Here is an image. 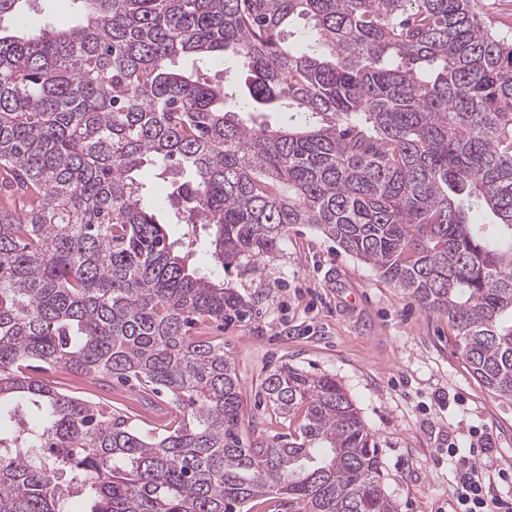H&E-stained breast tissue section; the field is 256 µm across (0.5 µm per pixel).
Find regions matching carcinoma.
<instances>
[{
    "label": "carcinoma",
    "instance_id": "1",
    "mask_svg": "<svg viewBox=\"0 0 512 512\" xmlns=\"http://www.w3.org/2000/svg\"><path fill=\"white\" fill-rule=\"evenodd\" d=\"M30 2L0 0V20ZM74 2L80 24L0 31V512H399L333 377L274 367L288 433L244 437L234 359L191 331L272 289L226 288L195 256L250 276L309 224L448 315L474 377L512 401V35L474 0ZM185 55L247 69L253 111L317 124L243 121ZM145 163L179 182L177 239ZM45 367L172 413L139 425Z\"/></svg>",
    "mask_w": 512,
    "mask_h": 512
}]
</instances>
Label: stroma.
I'll return each mask as SVG.
<instances>
[{
  "instance_id": "35a3bbf8",
  "label": "stroma",
  "mask_w": 512,
  "mask_h": 512,
  "mask_svg": "<svg viewBox=\"0 0 512 512\" xmlns=\"http://www.w3.org/2000/svg\"><path fill=\"white\" fill-rule=\"evenodd\" d=\"M224 284L273 291L253 319L203 330L223 337L234 358L246 433H287L261 389L269 370L285 362L342 384L377 444L382 488L400 512H455L457 469L448 449L467 453L475 434L492 435L493 488L501 486L499 469L512 472V402L472 376L447 316L423 309L310 225L289 228L281 253L257 274L244 278L231 268ZM44 376L80 398L146 412L120 384L107 392L62 370Z\"/></svg>"
}]
</instances>
